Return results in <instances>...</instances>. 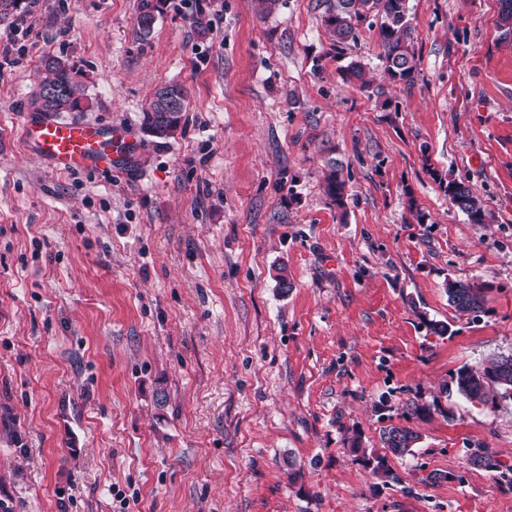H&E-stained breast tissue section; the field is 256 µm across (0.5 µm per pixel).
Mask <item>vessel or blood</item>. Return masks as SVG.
Returning a JSON list of instances; mask_svg holds the SVG:
<instances>
[{"label":"vessel or blood","mask_w":512,"mask_h":512,"mask_svg":"<svg viewBox=\"0 0 512 512\" xmlns=\"http://www.w3.org/2000/svg\"><path fill=\"white\" fill-rule=\"evenodd\" d=\"M27 151L64 172L111 168L128 150L123 131L78 121L26 120Z\"/></svg>","instance_id":"obj_1"}]
</instances>
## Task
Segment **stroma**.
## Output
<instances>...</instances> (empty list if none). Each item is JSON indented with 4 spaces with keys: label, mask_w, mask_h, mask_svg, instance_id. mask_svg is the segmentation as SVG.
<instances>
[{
    "label": "stroma",
    "mask_w": 512,
    "mask_h": 512,
    "mask_svg": "<svg viewBox=\"0 0 512 512\" xmlns=\"http://www.w3.org/2000/svg\"><path fill=\"white\" fill-rule=\"evenodd\" d=\"M327 6L166 0L147 36L137 0L0 15V47L24 50L0 65V501L14 512H512V398L449 387L512 353V37L498 0H408L407 87L384 72L379 17L339 44ZM48 55L84 74L79 120L128 133L117 168L62 172L26 150ZM164 83L186 89V112L158 139L142 107ZM331 157L342 210L324 192ZM452 180L487 223L453 206ZM452 280L483 288L482 312L449 305ZM391 424L421 439L384 477L350 446L382 453ZM478 448L495 467L471 463ZM443 188L453 205L465 213L473 224L487 223L481 200L465 182L453 180Z\"/></svg>",
    "instance_id": "35a3bbf8"
}]
</instances>
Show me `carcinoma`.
I'll list each match as a JSON object with an SVG mask.
<instances>
[{
  "mask_svg": "<svg viewBox=\"0 0 512 512\" xmlns=\"http://www.w3.org/2000/svg\"><path fill=\"white\" fill-rule=\"evenodd\" d=\"M408 0H333L324 17L327 30L336 42L355 38V25L374 12L380 16L379 35L385 72L394 82L410 87L418 73V58L411 44ZM498 28L502 35H512V0H499ZM165 0H138L137 24L148 34L156 15L162 13ZM45 78L39 84L31 105L37 112L54 115L77 112L85 104L81 71L58 57L44 60ZM186 91L178 84H163L155 89L142 109V128L156 138H169L183 126ZM326 195L337 208L345 207V180L336 164L329 165L325 178ZM444 192L474 224H485L481 200L463 181H450ZM448 303L460 313H477L482 308L483 288L476 283L448 281ZM455 391L471 403L486 404L497 389L512 396V354L494 355L479 367L462 366L452 378ZM420 435L404 427L389 425L382 431L387 453L394 457L410 455Z\"/></svg>",
  "mask_w": 512,
  "mask_h": 512,
  "instance_id": "cac0c4a2",
  "label": "carcinoma"
}]
</instances>
